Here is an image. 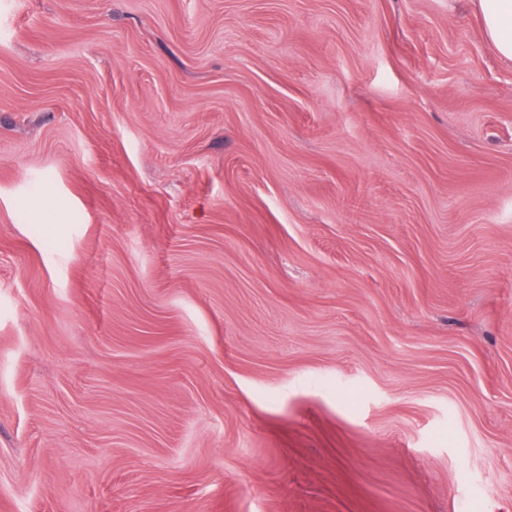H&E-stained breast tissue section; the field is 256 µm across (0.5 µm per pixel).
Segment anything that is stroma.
<instances>
[{
	"label": "stroma",
	"instance_id": "obj_1",
	"mask_svg": "<svg viewBox=\"0 0 512 512\" xmlns=\"http://www.w3.org/2000/svg\"><path fill=\"white\" fill-rule=\"evenodd\" d=\"M0 512H512L472 0H0Z\"/></svg>",
	"mask_w": 512,
	"mask_h": 512
}]
</instances>
